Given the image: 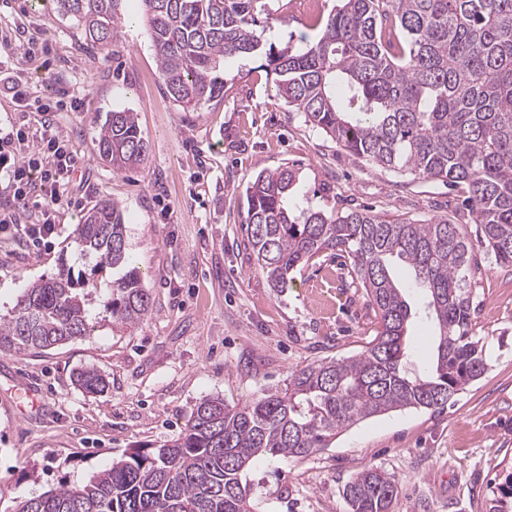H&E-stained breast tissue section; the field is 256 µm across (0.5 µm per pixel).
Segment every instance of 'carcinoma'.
<instances>
[{
  "label": "carcinoma",
  "instance_id": "obj_1",
  "mask_svg": "<svg viewBox=\"0 0 512 512\" xmlns=\"http://www.w3.org/2000/svg\"><path fill=\"white\" fill-rule=\"evenodd\" d=\"M86 45L110 50L119 0H52ZM160 75L178 108L195 112L224 93V60L258 53L270 0H140ZM318 20L316 42L269 54L279 95L305 122L377 165L466 187L469 237L448 217L425 223L367 209H296L300 174L263 169L246 187V235L273 288L330 251L347 257L377 334L359 355L297 369L285 389L243 406L202 399L177 438L135 447L87 482L62 484L21 501L16 512H253L246 472L264 456L308 457L357 422L407 408L440 409L489 363L473 331L468 288L474 248L512 267V0H341ZM99 159L115 171L141 164L137 117L108 113ZM121 208L104 200L82 217L76 243L121 272L107 307L134 326L150 297L126 248ZM414 272L436 331L434 361L408 371L411 308L393 260ZM71 272L36 282L0 318V351L49 350L89 334L84 298ZM87 395L108 387L95 368L74 376ZM395 479L369 467L344 488L349 512H391Z\"/></svg>",
  "mask_w": 512,
  "mask_h": 512
}]
</instances>
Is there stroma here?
<instances>
[{
	"mask_svg": "<svg viewBox=\"0 0 512 512\" xmlns=\"http://www.w3.org/2000/svg\"><path fill=\"white\" fill-rule=\"evenodd\" d=\"M337 3L273 0L269 41L313 43L309 17ZM119 11L125 22L104 52L87 48L51 0H0V127L33 134L50 121L78 164L51 246L36 248L23 232L42 221L36 204L17 210L19 227L0 229V313L64 265L90 297L89 336L38 354L0 351V512H16L59 482H83L129 448L166 444L204 397L242 405L285 387L308 363L365 350L377 320L332 253L297 270L282 290L260 271L244 198L260 170L298 169V199L315 209L469 221L461 190L352 155L307 125L278 94L264 57L226 60L223 100L181 111L158 72L139 0H121ZM50 100L57 111L41 113ZM113 110L136 113L148 146L144 161L123 172L96 155ZM103 200L120 204L151 296L148 316L131 329L104 307L111 269L93 271L74 244L82 216ZM399 277L414 313L409 366L422 372L432 362L424 295L410 287L407 268ZM469 281L488 370L443 408L365 419L306 458L258 459L249 471L256 512H349L344 487L372 466L397 482L392 512H489L512 477V268L482 257ZM84 367L105 375L104 393L77 389L73 375ZM17 385L38 392L39 407L14 406Z\"/></svg>",
	"mask_w": 512,
	"mask_h": 512,
	"instance_id": "1",
	"label": "stroma"
}]
</instances>
